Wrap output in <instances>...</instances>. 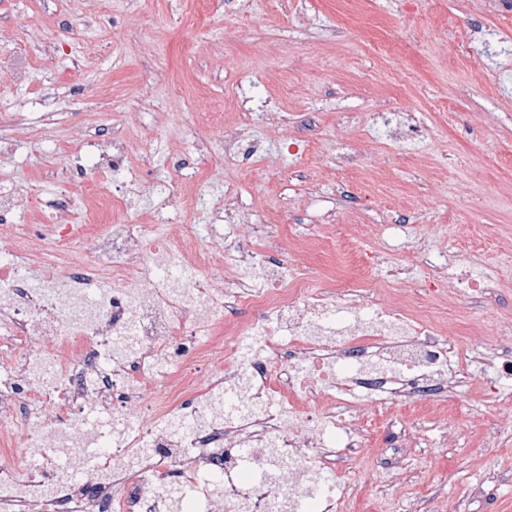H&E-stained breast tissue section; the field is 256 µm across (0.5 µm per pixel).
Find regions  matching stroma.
<instances>
[{"mask_svg":"<svg viewBox=\"0 0 512 512\" xmlns=\"http://www.w3.org/2000/svg\"><path fill=\"white\" fill-rule=\"evenodd\" d=\"M26 57L25 79L10 63ZM287 113L267 123V98ZM379 108L415 113L417 133L374 131ZM251 110L267 148L254 164L228 162L224 127ZM355 112L359 123L341 125ZM122 131L141 158L137 181L112 173L132 208L155 211L157 194L182 179L168 167L190 155L201 181L237 191L246 224H275L301 243L378 225L383 238L433 236L463 265L500 278L493 305L446 292L462 356V385L437 400L387 399L367 408L368 441L345 473L383 512L415 497L441 512H473L471 490L491 479L489 512H512V385L491 387L484 357L512 321V0H0V134L18 141L0 186H64L63 168L96 165L82 135ZM354 164L337 167V155ZM305 282L322 276L372 286L366 272L306 255ZM487 333L470 336L468 324ZM422 441L410 477L378 463L384 439L412 422Z\"/></svg>","mask_w":512,"mask_h":512,"instance_id":"1","label":"stroma"}]
</instances>
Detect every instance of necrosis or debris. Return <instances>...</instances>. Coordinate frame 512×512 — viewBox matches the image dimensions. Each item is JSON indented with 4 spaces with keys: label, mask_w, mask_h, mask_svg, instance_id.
I'll list each match as a JSON object with an SVG mask.
<instances>
[{
    "label": "necrosis or debris",
    "mask_w": 512,
    "mask_h": 512,
    "mask_svg": "<svg viewBox=\"0 0 512 512\" xmlns=\"http://www.w3.org/2000/svg\"><path fill=\"white\" fill-rule=\"evenodd\" d=\"M54 239H0V323L19 339L0 382V445L25 437L26 475L0 456V512H172V485L200 487L206 512H290L309 485L334 479L319 512H346L350 486L335 475L365 440L357 389H392L408 400L441 397L458 385L451 339L406 301L326 324L337 306L334 280L308 290L300 261L269 225L268 244L238 246L233 258L203 245L174 210L155 224L52 202ZM308 249L379 269L400 281L420 271L430 288H461L470 303L496 300L490 274L471 276L433 237L408 240L407 264L379 248L355 255L344 240L308 235ZM186 269L160 282L157 268ZM267 289L246 290V275ZM237 303L253 313L224 322ZM208 333L199 343L200 333ZM257 343L241 357V342ZM242 408L224 415V386ZM342 431L339 448L326 435ZM251 444L257 479L240 481L239 450Z\"/></svg>",
    "instance_id": "1"
}]
</instances>
